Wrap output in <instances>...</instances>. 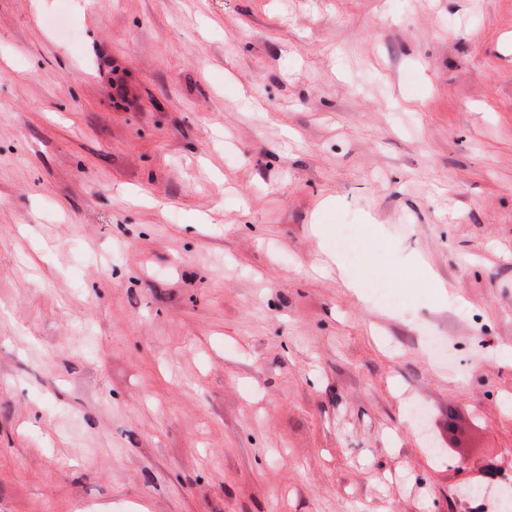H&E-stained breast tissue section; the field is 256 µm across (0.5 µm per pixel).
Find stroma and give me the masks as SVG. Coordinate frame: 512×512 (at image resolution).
Instances as JSON below:
<instances>
[{"instance_id":"obj_1","label":"stroma","mask_w":512,"mask_h":512,"mask_svg":"<svg viewBox=\"0 0 512 512\" xmlns=\"http://www.w3.org/2000/svg\"><path fill=\"white\" fill-rule=\"evenodd\" d=\"M508 348L512 0H0V512H501Z\"/></svg>"}]
</instances>
